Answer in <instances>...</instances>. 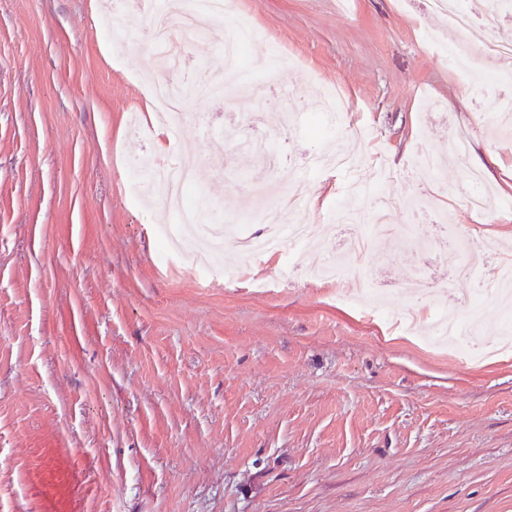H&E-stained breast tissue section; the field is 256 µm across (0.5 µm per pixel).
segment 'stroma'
Instances as JSON below:
<instances>
[{
	"mask_svg": "<svg viewBox=\"0 0 512 512\" xmlns=\"http://www.w3.org/2000/svg\"><path fill=\"white\" fill-rule=\"evenodd\" d=\"M249 22L241 77L223 99H187L164 127L162 74L135 0H0V512H512V297L482 305L469 363L427 343L433 308L465 315L491 279L479 258L448 286L457 237L512 258V130L483 109L481 70L448 52L460 32L426 0H236ZM125 8L134 40L105 17ZM220 38L177 50L183 79L224 78ZM351 112L330 132L319 86ZM287 94L289 111L272 107ZM247 118L276 146L198 141L195 113ZM468 137L499 199L485 215L454 164L418 181V151ZM362 163L324 169L330 138ZM146 155L197 170L191 196L252 234L285 224L280 168L318 233L251 259L227 236L216 266L162 254L176 215L133 190ZM414 225L397 247L372 219L336 214L361 186ZM341 256L347 275L318 277ZM368 279L379 314L338 300Z\"/></svg>",
	"mask_w": 512,
	"mask_h": 512,
	"instance_id": "35a3bbf8",
	"label": "stroma"
}]
</instances>
